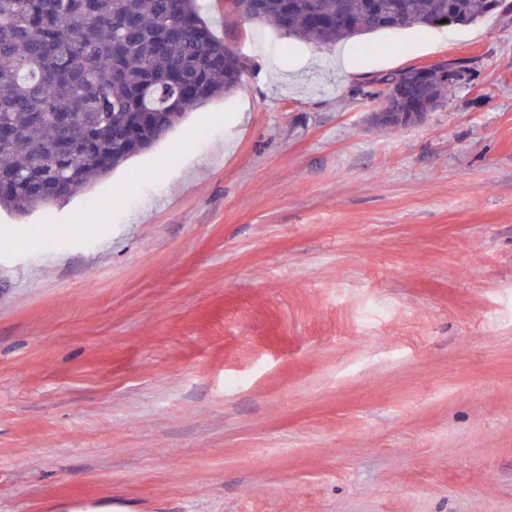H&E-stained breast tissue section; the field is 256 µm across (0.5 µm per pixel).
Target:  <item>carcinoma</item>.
Returning <instances> with one entry per match:
<instances>
[{"label": "carcinoma", "mask_w": 512, "mask_h": 512, "mask_svg": "<svg viewBox=\"0 0 512 512\" xmlns=\"http://www.w3.org/2000/svg\"><path fill=\"white\" fill-rule=\"evenodd\" d=\"M512 0H256L249 18L316 48L383 30L471 24ZM465 60L410 68L374 92L403 128L437 108ZM244 62L197 0H0V209L24 215L85 191L237 88Z\"/></svg>", "instance_id": "obj_1"}]
</instances>
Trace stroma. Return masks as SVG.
<instances>
[{
	"label": "stroma",
	"mask_w": 512,
	"mask_h": 512,
	"mask_svg": "<svg viewBox=\"0 0 512 512\" xmlns=\"http://www.w3.org/2000/svg\"><path fill=\"white\" fill-rule=\"evenodd\" d=\"M199 7L239 88L0 212V512H512V11L320 49ZM469 68L466 60H452L425 70L410 68L379 80V84L383 86L397 78H400V83L397 94L394 96L386 95L382 88L373 93L383 99L382 109L394 115L385 121H372V123L376 126L395 129L416 123L413 118L424 119L427 112L434 111L443 101L448 88L455 85V82L461 76L463 77ZM453 74L456 75L455 78L452 77ZM385 112H375V115L383 120L386 118Z\"/></svg>",
	"instance_id": "obj_1"
}]
</instances>
